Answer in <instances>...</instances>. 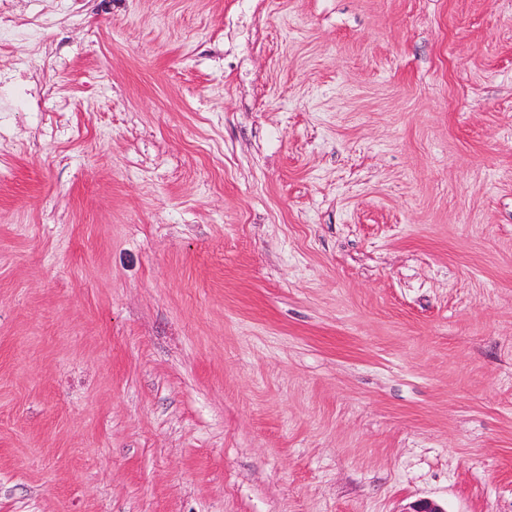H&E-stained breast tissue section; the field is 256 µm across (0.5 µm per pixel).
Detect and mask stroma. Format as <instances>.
Listing matches in <instances>:
<instances>
[{
  "instance_id": "1",
  "label": "stroma",
  "mask_w": 512,
  "mask_h": 512,
  "mask_svg": "<svg viewBox=\"0 0 512 512\" xmlns=\"http://www.w3.org/2000/svg\"><path fill=\"white\" fill-rule=\"evenodd\" d=\"M0 14V512H512V0Z\"/></svg>"
}]
</instances>
